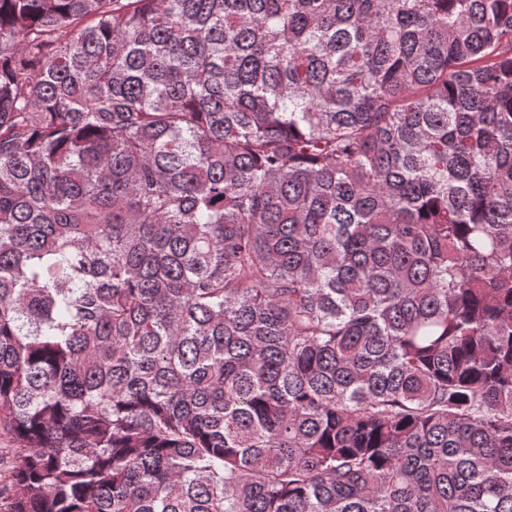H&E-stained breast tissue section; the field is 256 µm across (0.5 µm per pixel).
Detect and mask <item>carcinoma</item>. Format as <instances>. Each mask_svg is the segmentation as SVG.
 Instances as JSON below:
<instances>
[{
  "label": "carcinoma",
  "instance_id": "obj_1",
  "mask_svg": "<svg viewBox=\"0 0 512 512\" xmlns=\"http://www.w3.org/2000/svg\"><path fill=\"white\" fill-rule=\"evenodd\" d=\"M0 512H512V0H0Z\"/></svg>",
  "mask_w": 512,
  "mask_h": 512
}]
</instances>
